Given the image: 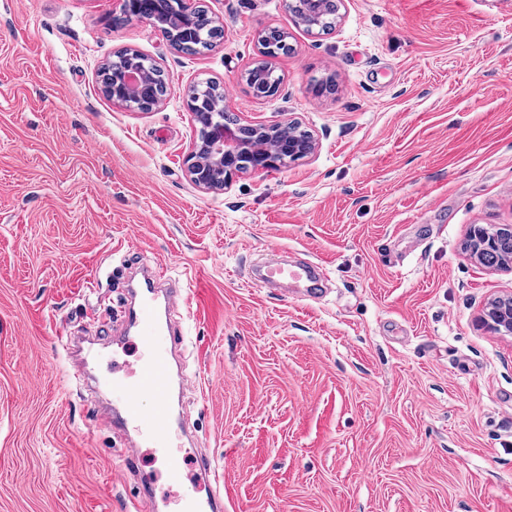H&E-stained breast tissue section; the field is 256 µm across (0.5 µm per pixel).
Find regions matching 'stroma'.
<instances>
[{"instance_id": "stroma-1", "label": "stroma", "mask_w": 512, "mask_h": 512, "mask_svg": "<svg viewBox=\"0 0 512 512\" xmlns=\"http://www.w3.org/2000/svg\"><path fill=\"white\" fill-rule=\"evenodd\" d=\"M224 37L192 54L113 0H0V512H158L193 490L152 449L94 431L65 385L62 327L123 314L141 260L192 286L186 395L224 512H512V335L484 326L512 271L462 246L512 224V18L496 0H343L307 32L286 0H204ZM280 88L242 80L267 29ZM133 48L171 93L120 108L98 69ZM240 122H298L314 154L199 190L186 91ZM332 273L313 302L251 281L257 254ZM138 342L89 373L102 401Z\"/></svg>"}]
</instances>
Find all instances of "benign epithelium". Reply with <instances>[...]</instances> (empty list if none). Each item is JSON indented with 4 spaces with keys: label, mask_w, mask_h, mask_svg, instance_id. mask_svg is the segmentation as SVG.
Masks as SVG:
<instances>
[{
    "label": "benign epithelium",
    "mask_w": 512,
    "mask_h": 512,
    "mask_svg": "<svg viewBox=\"0 0 512 512\" xmlns=\"http://www.w3.org/2000/svg\"><path fill=\"white\" fill-rule=\"evenodd\" d=\"M120 17L129 21H147L170 47L189 49L211 42L213 32L196 24L195 10L187 0H116ZM291 10H300L312 23L323 28L321 19L337 10L336 0H290ZM101 86L113 104L129 110L152 109L170 91L164 72L154 62L148 65H120L106 61ZM274 73L267 61L261 60L246 70L256 84L267 87L268 76ZM198 85L188 90L189 106L196 123V138L192 144L188 173L191 181L205 190H224L237 173L269 171L288 165L298 156H306L314 149V136L305 139L285 135L280 123L224 122L227 106L215 107L210 99L198 92ZM489 229L481 224L469 228L467 250L478 259L490 250ZM484 322L499 333L512 334V296L492 301L485 308Z\"/></svg>",
    "instance_id": "benign-epithelium-1"
}]
</instances>
